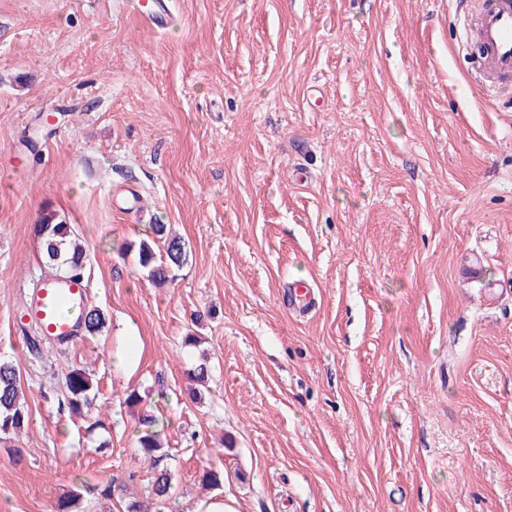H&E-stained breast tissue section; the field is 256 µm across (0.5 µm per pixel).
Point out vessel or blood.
<instances>
[{
    "mask_svg": "<svg viewBox=\"0 0 512 512\" xmlns=\"http://www.w3.org/2000/svg\"><path fill=\"white\" fill-rule=\"evenodd\" d=\"M461 31L474 45L475 64L482 83L512 97V0H469ZM89 309L84 280L45 279L26 295L23 315L51 341L66 344L83 332Z\"/></svg>",
    "mask_w": 512,
    "mask_h": 512,
    "instance_id": "1",
    "label": "vessel or blood"
}]
</instances>
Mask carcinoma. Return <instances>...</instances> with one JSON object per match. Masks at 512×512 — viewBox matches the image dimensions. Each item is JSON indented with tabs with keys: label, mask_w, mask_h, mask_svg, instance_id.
I'll return each mask as SVG.
<instances>
[{
	"label": "carcinoma",
	"mask_w": 512,
	"mask_h": 512,
	"mask_svg": "<svg viewBox=\"0 0 512 512\" xmlns=\"http://www.w3.org/2000/svg\"><path fill=\"white\" fill-rule=\"evenodd\" d=\"M153 236L139 242V264L148 269L151 280L159 285L172 279L171 272L186 261V247L181 238L170 233L166 224L152 225ZM33 231L42 246V263L59 276L81 277L87 262V250L77 230L66 217L54 209H46L34 225ZM106 318L92 308L85 316V333L94 336L104 328ZM187 379L192 382L189 395L196 397L208 381L206 363L201 362L189 370ZM67 408L72 415L82 416L90 409L96 396L95 385L83 369H73L65 377ZM29 418V408L22 391L20 376L15 364L0 359V438L11 439L24 431ZM142 429L136 439V447L152 462L154 468L152 493L155 500L168 497L171 471L163 465L167 453L163 450L158 431L159 419L145 415Z\"/></svg>",
	"instance_id": "cac0c4a2"
}]
</instances>
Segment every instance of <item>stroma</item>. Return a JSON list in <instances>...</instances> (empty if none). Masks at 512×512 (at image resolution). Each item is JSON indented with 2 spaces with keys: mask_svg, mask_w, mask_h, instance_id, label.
Wrapping results in <instances>:
<instances>
[{
  "mask_svg": "<svg viewBox=\"0 0 512 512\" xmlns=\"http://www.w3.org/2000/svg\"><path fill=\"white\" fill-rule=\"evenodd\" d=\"M456 2L173 0L160 31L138 0H0V357L30 411L0 512H512V100L478 86ZM46 208L107 323L37 359ZM157 220L188 251L161 288L137 258ZM76 368L86 418L58 404ZM114 477L126 497L85 494ZM142 429L136 439L140 452L152 462L154 468L152 493L155 500L162 501L168 497L171 485V471L164 466L163 461L168 456L163 450L158 431L159 419L153 415H145L141 419ZM162 464V467H161Z\"/></svg>",
  "mask_w": 512,
  "mask_h": 512,
  "instance_id": "stroma-1",
  "label": "stroma"
}]
</instances>
